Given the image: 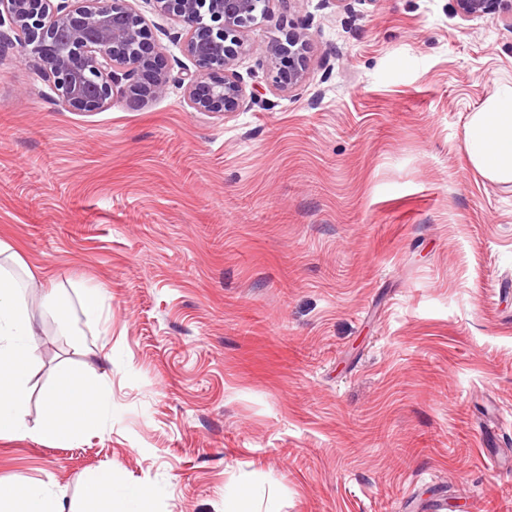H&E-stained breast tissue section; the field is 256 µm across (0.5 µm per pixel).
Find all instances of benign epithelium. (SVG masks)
<instances>
[{"label":"benign epithelium","instance_id":"7a95c632","mask_svg":"<svg viewBox=\"0 0 512 512\" xmlns=\"http://www.w3.org/2000/svg\"><path fill=\"white\" fill-rule=\"evenodd\" d=\"M271 0H149L160 16L181 24L179 39L194 71L180 78L197 112H238L247 95L236 61L259 55L269 88L292 92L305 82L312 43L306 28L291 25L264 49L245 39L267 14ZM464 18L500 17L512 28V0H453ZM0 46L41 60L57 102L84 112L103 109L121 92L137 101L162 97L169 74L131 0H0Z\"/></svg>","mask_w":512,"mask_h":512}]
</instances>
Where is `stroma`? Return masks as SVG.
Returning <instances> with one entry per match:
<instances>
[{
  "instance_id": "35a3bbf8",
  "label": "stroma",
  "mask_w": 512,
  "mask_h": 512,
  "mask_svg": "<svg viewBox=\"0 0 512 512\" xmlns=\"http://www.w3.org/2000/svg\"><path fill=\"white\" fill-rule=\"evenodd\" d=\"M167 72L177 21L133 0ZM305 25L308 77L194 111L181 85L64 109L0 48V239L32 274L27 422L57 370L107 419L67 445L0 438V481L109 465L143 512H512V183L465 127L512 84V30L452 0H272L255 47ZM105 294L80 314L76 284ZM60 288L59 312L44 304ZM72 314L75 353L57 318Z\"/></svg>"
}]
</instances>
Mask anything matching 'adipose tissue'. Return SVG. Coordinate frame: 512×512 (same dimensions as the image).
<instances>
[{
  "instance_id": "1",
  "label": "adipose tissue",
  "mask_w": 512,
  "mask_h": 512,
  "mask_svg": "<svg viewBox=\"0 0 512 512\" xmlns=\"http://www.w3.org/2000/svg\"><path fill=\"white\" fill-rule=\"evenodd\" d=\"M465 150L472 165L495 182H512V86L498 87L469 120ZM34 316L27 289L0 266V437L38 438L58 443L99 429L106 412L99 385L59 370L43 397L39 425L26 421L32 368L36 360ZM87 502L102 512H141L147 493L115 489L111 467L80 480ZM0 512H65L63 493L16 483L0 484Z\"/></svg>"
}]
</instances>
